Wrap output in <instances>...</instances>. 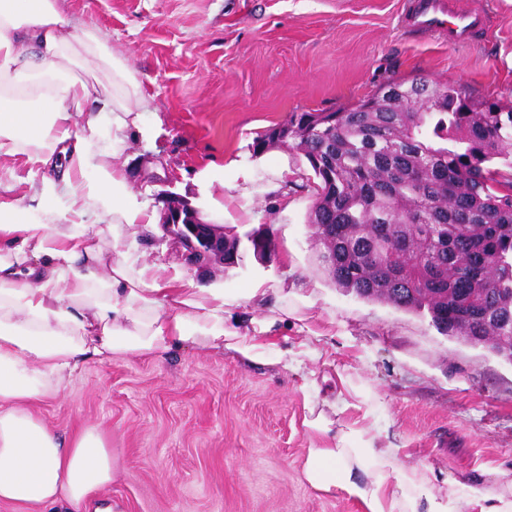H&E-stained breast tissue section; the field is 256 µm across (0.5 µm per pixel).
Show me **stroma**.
I'll return each mask as SVG.
<instances>
[{
	"label": "stroma",
	"mask_w": 512,
	"mask_h": 512,
	"mask_svg": "<svg viewBox=\"0 0 512 512\" xmlns=\"http://www.w3.org/2000/svg\"><path fill=\"white\" fill-rule=\"evenodd\" d=\"M413 3L61 0L73 31L101 32L148 101L122 152L139 201L162 208L160 186L144 179L158 172L204 220L241 236L269 225L274 250L263 260L245 251L226 270L188 265L159 228L106 221L92 232L201 286L267 288L264 303L236 308L242 322L290 308L268 360L183 347L90 363L34 406L55 430L106 434L118 476L104 495L119 512H362L303 477L307 449L326 443L302 424L308 397L346 400L335 428L363 422L405 462L512 482V363L442 334L427 314L336 288L307 222L318 178L291 143L253 150L293 114L351 108L391 78L512 101V0H461L484 24L459 45L414 29ZM286 351L298 370L279 363Z\"/></svg>",
	"instance_id": "35a3bbf8"
}]
</instances>
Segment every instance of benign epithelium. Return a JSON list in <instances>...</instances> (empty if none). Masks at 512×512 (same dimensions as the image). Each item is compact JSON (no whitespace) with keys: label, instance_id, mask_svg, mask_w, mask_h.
Listing matches in <instances>:
<instances>
[{"label":"benign epithelium","instance_id":"benign-epithelium-1","mask_svg":"<svg viewBox=\"0 0 512 512\" xmlns=\"http://www.w3.org/2000/svg\"><path fill=\"white\" fill-rule=\"evenodd\" d=\"M160 226L166 235L186 248L188 262L198 266L238 265L239 248L226 253L224 227L204 221L197 208L174 192L164 193Z\"/></svg>","mask_w":512,"mask_h":512}]
</instances>
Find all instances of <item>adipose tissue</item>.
Segmentation results:
<instances>
[{"label":"adipose tissue","mask_w":512,"mask_h":512,"mask_svg":"<svg viewBox=\"0 0 512 512\" xmlns=\"http://www.w3.org/2000/svg\"><path fill=\"white\" fill-rule=\"evenodd\" d=\"M68 24L59 0H0V179H16L7 159L31 165L26 197L0 198V503L112 512L97 497L117 477L106 435L95 426L59 433L31 404L57 396L89 362L183 346L264 360L271 324L251 336L230 322L239 300L263 301L261 286L238 296L202 287L89 233L107 215L149 226L160 214L127 191L121 161L141 85L98 31L73 37ZM69 66L85 77L65 76ZM90 101L99 108L87 116ZM303 475L363 512H512V491L405 464L400 449L376 447L361 429L308 449Z\"/></svg>","instance_id":"1"}]
</instances>
